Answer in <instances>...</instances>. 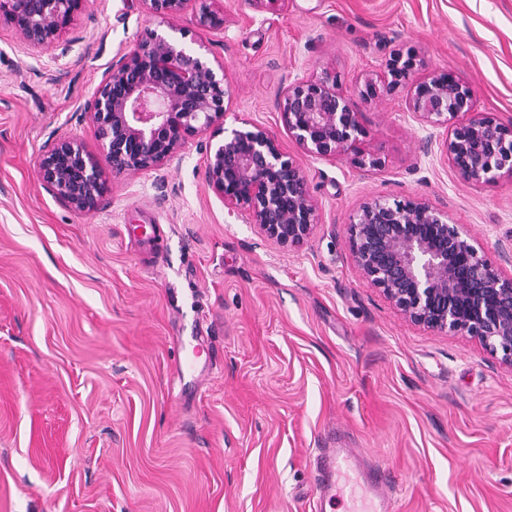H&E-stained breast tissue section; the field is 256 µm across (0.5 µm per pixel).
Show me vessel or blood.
Instances as JSON below:
<instances>
[{
  "label": "vessel or blood",
  "instance_id": "vessel-or-blood-1",
  "mask_svg": "<svg viewBox=\"0 0 512 512\" xmlns=\"http://www.w3.org/2000/svg\"><path fill=\"white\" fill-rule=\"evenodd\" d=\"M344 471L354 472L365 486L373 505L372 512H394V502L385 493L384 475L379 465L355 455L352 449L341 447L321 449L315 458V512H325L327 505L335 502L337 479Z\"/></svg>",
  "mask_w": 512,
  "mask_h": 512
}]
</instances>
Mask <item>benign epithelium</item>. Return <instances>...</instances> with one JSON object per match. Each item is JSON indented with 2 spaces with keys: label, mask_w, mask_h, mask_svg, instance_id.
<instances>
[{
  "label": "benign epithelium",
  "mask_w": 512,
  "mask_h": 512,
  "mask_svg": "<svg viewBox=\"0 0 512 512\" xmlns=\"http://www.w3.org/2000/svg\"><path fill=\"white\" fill-rule=\"evenodd\" d=\"M195 1L199 27L224 29V0H139L167 29L146 33L112 63L85 105L103 160L76 138L55 140L41 151L38 180L66 207L90 214L106 194L104 168L114 174L166 170L179 165L186 145L196 140L208 186L228 214L245 216L278 246H298L320 223L306 173L266 128L249 122L223 127L230 98L224 66L169 24ZM88 7L89 0H0V22L26 44L48 50ZM416 68L415 54L394 55L382 70L364 75L361 97L374 99L411 83L409 111L424 127L448 128L441 140L426 136V150L437 146L463 179L477 185L512 176V121L478 111L472 89L453 72L415 79ZM278 109L304 153L326 160L352 155L361 167L378 164L359 147V112L336 72L294 79ZM459 116L464 121L448 126ZM346 231L361 277L406 320L475 337L512 367V278L498 274L448 213L425 199L375 198L362 204Z\"/></svg>",
  "instance_id": "benign-epithelium-1"
}]
</instances>
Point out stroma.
<instances>
[{
    "label": "stroma",
    "mask_w": 512,
    "mask_h": 512,
    "mask_svg": "<svg viewBox=\"0 0 512 512\" xmlns=\"http://www.w3.org/2000/svg\"><path fill=\"white\" fill-rule=\"evenodd\" d=\"M224 66L226 126H265L305 170L321 222L281 247L228 213L189 142L179 167L107 174L72 211L42 147H100L84 106L158 22L92 0L39 50L0 25V512H312L316 449L344 442L393 476L400 512H512V367L478 339L408 322L362 279L349 218L370 198L447 211L512 277V176L463 180L362 74L414 51L479 111L512 119V0H224V28L177 21ZM329 69L379 164L316 159L281 123L289 81ZM209 360L185 367L193 345Z\"/></svg>",
    "instance_id": "35a3bbf8"
}]
</instances>
